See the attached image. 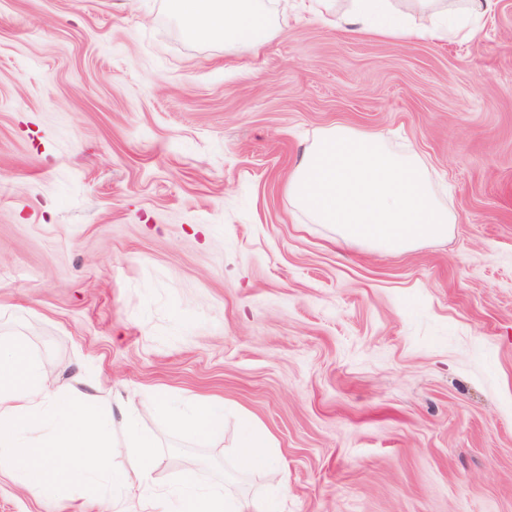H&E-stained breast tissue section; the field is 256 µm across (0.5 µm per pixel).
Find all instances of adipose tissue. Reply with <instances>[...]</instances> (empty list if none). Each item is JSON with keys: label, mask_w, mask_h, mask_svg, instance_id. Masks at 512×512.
I'll return each instance as SVG.
<instances>
[{"label": "adipose tissue", "mask_w": 512, "mask_h": 512, "mask_svg": "<svg viewBox=\"0 0 512 512\" xmlns=\"http://www.w3.org/2000/svg\"><path fill=\"white\" fill-rule=\"evenodd\" d=\"M499 0H279L269 9L266 0H168L185 31L194 37L261 50L289 14L329 21L349 37L375 33L390 40H454L473 36L484 18L495 13ZM172 426L211 438L222 434V412L211 401L162 400ZM234 455L240 472L277 467L271 438L256 419L241 411L235 416Z\"/></svg>", "instance_id": "adipose-tissue-1"}]
</instances>
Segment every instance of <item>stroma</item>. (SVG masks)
I'll return each mask as SVG.
<instances>
[{
  "label": "stroma",
  "instance_id": "35a3bbf8",
  "mask_svg": "<svg viewBox=\"0 0 512 512\" xmlns=\"http://www.w3.org/2000/svg\"><path fill=\"white\" fill-rule=\"evenodd\" d=\"M418 153L461 217L404 253L336 247L285 190L334 126ZM63 395L119 402L186 471L284 512H512V0L471 39L349 38L289 17L263 49L166 0H0V337ZM215 400L221 437L152 396ZM279 465L244 474L234 415ZM0 512H97L0 474Z\"/></svg>",
  "mask_w": 512,
  "mask_h": 512
}]
</instances>
